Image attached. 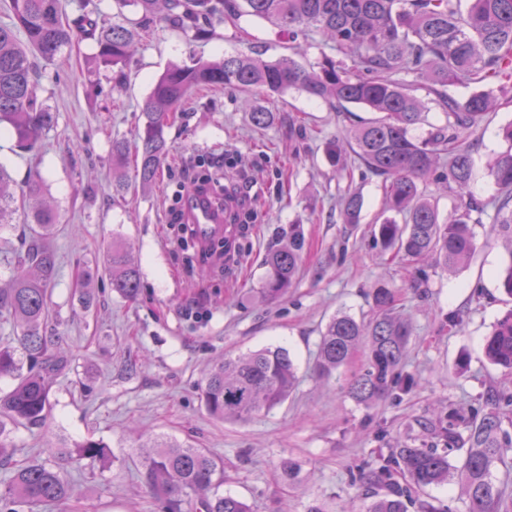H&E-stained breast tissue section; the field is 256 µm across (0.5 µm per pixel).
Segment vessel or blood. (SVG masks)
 Listing matches in <instances>:
<instances>
[{"label":"vessel or blood","mask_w":512,"mask_h":512,"mask_svg":"<svg viewBox=\"0 0 512 512\" xmlns=\"http://www.w3.org/2000/svg\"><path fill=\"white\" fill-rule=\"evenodd\" d=\"M239 203L235 197H225L223 205H216L209 193L197 192L185 203L184 219L202 245L217 238L236 240L239 231Z\"/></svg>","instance_id":"1"}]
</instances>
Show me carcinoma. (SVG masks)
Instances as JSON below:
<instances>
[{
	"label": "carcinoma",
	"instance_id": "cac0c4a2",
	"mask_svg": "<svg viewBox=\"0 0 512 512\" xmlns=\"http://www.w3.org/2000/svg\"><path fill=\"white\" fill-rule=\"evenodd\" d=\"M116 0L118 9L133 8L137 22L124 26L108 23L96 9L77 20L63 18L60 0H10L12 22L0 25V128H5L23 151L40 147L43 134L55 123V114L38 100L34 58L50 62L72 43L74 31L95 42L94 62L115 70L137 50L141 33L155 22L197 37L210 34L208 21L239 26L244 16L273 23L288 38L303 29L324 36L340 58L326 56L308 70L292 56L268 62L246 53L219 60L192 58L167 69L154 83L144 102L145 122L137 134L136 172L142 189L150 188L172 145L166 129L173 112L199 87H229L242 93H282L297 89L335 103L363 106L376 117L347 134V145L337 140L326 146L329 159L339 164L345 150L366 170L383 178L384 215L376 220L374 236L388 251L417 263L431 258L450 273L468 264L475 251L471 214L494 208L492 227L505 243L508 260L499 288L512 298V123L502 127L507 148L489 165L499 194L481 202L470 194L476 179L472 146L465 133L478 127L494 111L499 98L512 100V0ZM352 60L347 66L344 59ZM413 71L419 77L408 84L395 75ZM495 85L473 92L464 103L448 97V87L459 83ZM423 91L446 114L445 126L415 135L426 103ZM448 166L446 190L463 202L448 217H440L426 180ZM44 180L33 174L22 197L29 209L19 212L11 179L0 166V227L18 220L32 221L45 230L56 215L44 201ZM362 198L348 190L341 198L347 224L360 220ZM299 227L288 229V242L272 248L265 258L266 275L260 294L276 301L296 279L302 258ZM106 264L112 290L125 299L138 293L140 269L130 248L112 242ZM54 259L39 233L24 244L12 277L0 285V314L20 327L18 345L0 343V377L14 380L0 395V460L14 456L5 443L11 428L42 425L51 410V377L61 373L67 360L53 351L47 335L48 283ZM371 313L357 320L335 315L322 332L316 367L331 373L349 363L365 347V363L352 377L348 395L364 405L375 404L415 385L401 367L412 336V325L397 313V294L380 281L370 292ZM26 356L22 370L17 352ZM487 360L512 371V310L497 320L484 343ZM298 383L297 368L288 350L266 347L237 357H226L205 378L203 399L217 420H247L283 403ZM491 410L465 417L456 410L432 425L447 447L389 448L374 463L360 469L365 486L362 512H407L405 501L432 486L448 482L451 474L462 481L466 512H512V495L495 487L492 467L503 450L512 447V434L503 419L512 407V392L495 390L487 398ZM461 452L459 465L450 455ZM109 449L87 439L59 448L53 462L25 461L17 466L12 482L0 499L24 503L34 509L44 503L66 502L74 496L65 467L104 460ZM146 489L163 500L166 512H182L184 497L203 494L198 512H250L240 498L220 492L224 461L205 448H193L163 438L149 445L139 474Z\"/></svg>",
	"mask_w": 512,
	"mask_h": 512
}]
</instances>
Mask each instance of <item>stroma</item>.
<instances>
[{"mask_svg": "<svg viewBox=\"0 0 512 512\" xmlns=\"http://www.w3.org/2000/svg\"><path fill=\"white\" fill-rule=\"evenodd\" d=\"M304 65L334 51L315 33L296 41ZM269 22L245 16L239 26L218 24L210 38L162 24L151 27L117 85L108 68L93 69V41L75 37L57 59L40 62L38 96L54 112V126L40 148L19 151L0 134V164L15 184L41 173L57 222L48 244L56 272L50 283L49 333L68 363L51 392L53 410L42 426L11 431L19 457L47 459L52 448L92 438L108 444L111 460L70 468L74 497L37 512H163L141 484L142 444L162 437L205 448L224 461V493L251 512H358L364 488L360 468L380 451L430 444L428 422L449 408L462 414L484 409L488 391H512V376L490 364L484 339L512 300L500 290L496 271L507 258L490 231L491 217L474 225L475 253L467 266L448 273L432 262L417 265L391 257L374 238L383 210L380 180L360 163L338 171L326 156L328 141L370 119L364 108L336 112L301 91L257 96L256 108L273 122L255 126L231 89L195 92L166 134L173 151L150 190L135 184L134 163L124 172L130 186L112 196V140L134 139L141 106L157 78L190 56L218 59L256 52L266 60L288 55L290 43ZM512 121V103L501 104L470 132L480 201L497 194L488 161L505 148L500 126ZM223 159L224 175L251 202L252 230L242 242L235 271L187 266L173 233L182 207L181 186L192 163ZM364 201L359 223L342 221L346 190ZM300 224L304 248L299 273L280 302L264 301L259 289L264 258ZM131 246L140 267L136 300L112 291L105 257L113 242ZM93 270V301L83 307L82 273ZM385 281L395 288L413 335L403 367L416 379L408 393L373 405L352 400L344 386L363 364L362 355L328 377L314 363L322 331L336 313H370L369 292ZM457 316L449 326V316ZM282 346L300 379L281 405L245 422L218 421L206 411L201 386L207 372L228 355ZM297 465L285 476L280 464Z\"/></svg>", "mask_w": 512, "mask_h": 512, "instance_id": "stroma-1", "label": "stroma"}]
</instances>
